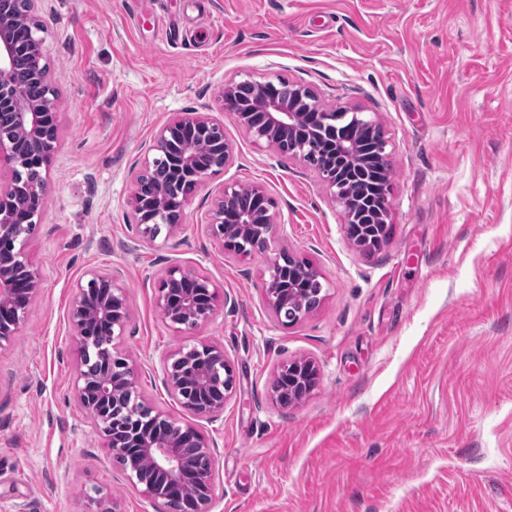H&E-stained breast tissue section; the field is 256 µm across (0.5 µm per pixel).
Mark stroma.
<instances>
[{
    "label": "stroma",
    "mask_w": 512,
    "mask_h": 512,
    "mask_svg": "<svg viewBox=\"0 0 512 512\" xmlns=\"http://www.w3.org/2000/svg\"><path fill=\"white\" fill-rule=\"evenodd\" d=\"M60 113L48 203L27 249L43 288L0 349V512H154L73 397L74 284L121 269L130 323L116 349L155 363L200 340L237 378L217 421L160 378L138 396L216 439L212 512H512V0H37ZM280 78L325 108L379 123L393 168L390 235L348 239L334 190L225 112L224 83ZM188 112L223 125L233 161L196 189L177 235L131 230V169ZM259 184L285 236L230 257L204 232L224 186ZM290 251L323 299L282 324L263 300ZM174 264L230 297L193 330L168 327L156 283ZM310 359L313 391L283 407L280 367Z\"/></svg>",
    "instance_id": "stroma-1"
}]
</instances>
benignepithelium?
Here are the masks:
<instances>
[{
	"instance_id": "obj_1",
	"label": "benign epithelium",
	"mask_w": 512,
	"mask_h": 512,
	"mask_svg": "<svg viewBox=\"0 0 512 512\" xmlns=\"http://www.w3.org/2000/svg\"><path fill=\"white\" fill-rule=\"evenodd\" d=\"M9 0H0V109H9L15 134L8 140L0 139V167L13 170L32 162L49 165L56 148L60 113L55 96L48 93L40 100L15 98L11 94L13 61L15 55L14 29L19 19L10 11ZM238 83L231 82L222 90L224 110L256 139L279 147L278 133L300 132L294 156L306 158L318 149L306 133L315 126L326 125L333 113L324 112L316 101H310L307 111L300 110L309 88L295 85V99L285 101L276 94V82L257 83L259 94L254 102L257 116L247 120L235 106ZM183 127L196 131L197 138L181 148L176 178H186L198 185L204 178L229 165L233 152L224 141V128L212 119L191 114L171 122L158 130L148 147L139 168L133 176L132 208L140 237L156 238L155 227L167 224L169 233L179 227L181 214L189 197L181 198L177 206L163 212L153 208V198L142 192V181L152 162L175 143L177 132ZM380 145L375 154L367 156L358 148L359 131L350 128L343 135V159L355 167L377 166L382 175L379 182L380 218L388 217V195L391 189V167L387 159V142L383 129L372 123ZM208 155L212 163L206 165L201 158ZM249 196L252 207L243 210L237 201ZM47 186L20 189L0 171V348L12 344L20 335L29 317L31 302L42 288V275L26 250V244L36 228L37 218L47 206ZM280 222L273 211V202L263 188L256 185H228L214 196L210 203L209 222L205 233L218 241L231 257L249 251L257 236L270 238ZM287 263L294 270V278L302 282L311 277L320 278L318 270L290 252H281L270 267L269 280L264 288V301L276 317L289 304L300 300V289L291 284L283 287L278 269ZM86 280L73 286L68 310V328L79 353L89 349L93 329L104 321L113 339L124 335L130 319L126 285L117 271L100 272L90 269ZM157 305L165 324L173 329L198 328L206 323L215 310L228 303L223 291L210 286L200 273L173 265L167 268L158 283ZM163 384L182 410L193 416L213 422L224 411L234 385L233 367L224 346L200 341L180 347L161 359ZM142 375L139 367L124 357L112 360V370L92 381L79 371L76 375L73 397L77 406L91 418L102 435L106 447L116 452L126 442L112 433V403L121 396L136 394ZM318 371L310 360L291 361L284 365L272 387L275 400H281L288 391L290 402L297 403L315 387ZM164 419L168 426L139 441L137 451L154 462L151 479L144 478L138 465L127 464L124 475L127 483L156 508L166 512L169 494L181 491L187 475H194L199 493L194 499L193 512H211L216 464L220 457L218 443L192 426H182L172 417ZM207 462L203 475H197L195 460Z\"/></svg>"
}]
</instances>
